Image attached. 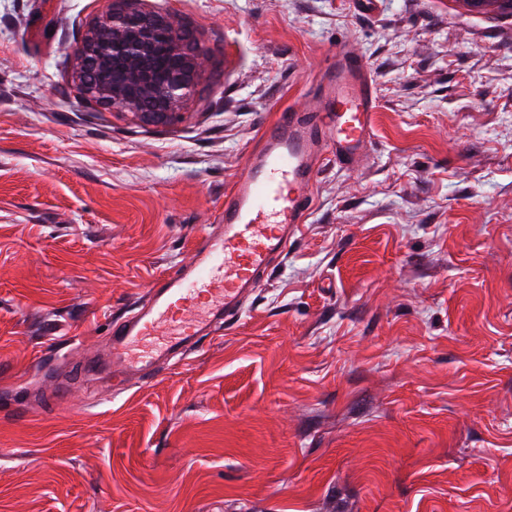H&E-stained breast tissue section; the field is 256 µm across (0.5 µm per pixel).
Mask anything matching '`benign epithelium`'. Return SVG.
I'll return each instance as SVG.
<instances>
[{"label": "benign epithelium", "mask_w": 512, "mask_h": 512, "mask_svg": "<svg viewBox=\"0 0 512 512\" xmlns=\"http://www.w3.org/2000/svg\"><path fill=\"white\" fill-rule=\"evenodd\" d=\"M142 0H112V7L78 41L74 80L97 112H119L137 124L166 127L183 119L206 50L169 16ZM468 8H496L512 17V0H460ZM94 65L104 79L88 80Z\"/></svg>", "instance_id": "1"}]
</instances>
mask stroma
Segmentation results:
<instances>
[{
	"label": "stroma",
	"instance_id": "obj_1",
	"mask_svg": "<svg viewBox=\"0 0 512 512\" xmlns=\"http://www.w3.org/2000/svg\"><path fill=\"white\" fill-rule=\"evenodd\" d=\"M110 0H0V512H512V18L457 0H144L209 51L185 118L71 80ZM341 46L363 166L241 313L114 375V321L188 269Z\"/></svg>",
	"mask_w": 512,
	"mask_h": 512
}]
</instances>
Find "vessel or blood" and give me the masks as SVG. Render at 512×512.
I'll return each instance as SVG.
<instances>
[{
    "label": "vessel or blood",
    "instance_id": "obj_1",
    "mask_svg": "<svg viewBox=\"0 0 512 512\" xmlns=\"http://www.w3.org/2000/svg\"><path fill=\"white\" fill-rule=\"evenodd\" d=\"M311 91L318 109L284 110L263 127L260 149L224 200L222 231L204 238L193 265L166 277L132 317L113 323V367L136 371L129 346L155 334L162 323L179 325L159 353L170 360L184 356L216 318L236 315L244 295L258 287L305 223L321 157L348 169L364 160L377 104L365 63L347 47L337 48Z\"/></svg>",
    "mask_w": 512,
    "mask_h": 512
}]
</instances>
